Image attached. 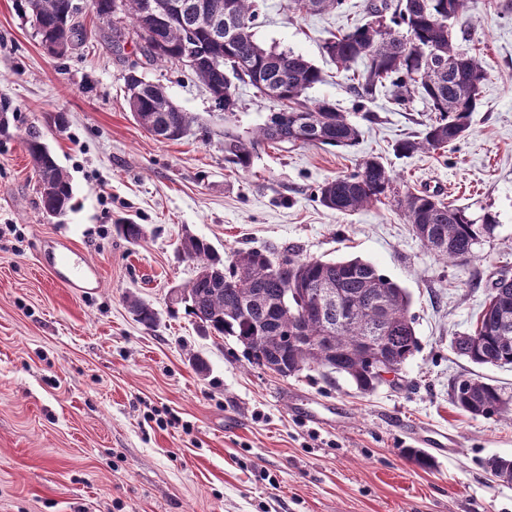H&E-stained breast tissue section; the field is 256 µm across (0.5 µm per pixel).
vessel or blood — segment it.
I'll return each mask as SVG.
<instances>
[{"label":"vessel or blood","instance_id":"obj_1","mask_svg":"<svg viewBox=\"0 0 512 512\" xmlns=\"http://www.w3.org/2000/svg\"><path fill=\"white\" fill-rule=\"evenodd\" d=\"M43 266L64 288L79 294H91L101 286L99 267L86 262L66 241H50L41 249Z\"/></svg>","mask_w":512,"mask_h":512}]
</instances>
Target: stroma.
I'll return each instance as SVG.
<instances>
[{"label": "stroma", "instance_id": "35a3bbf8", "mask_svg": "<svg viewBox=\"0 0 512 512\" xmlns=\"http://www.w3.org/2000/svg\"><path fill=\"white\" fill-rule=\"evenodd\" d=\"M368 0L324 15L263 0L254 29L265 47L290 49L321 68L307 90L358 127L352 149L279 144L248 170L229 163L224 136H248L273 109L249 86L225 117L188 69L151 63L135 40L113 50L92 9L87 40L49 57L17 0H0V512H512V483L487 470L512 457V420L473 416L451 401L455 380L478 378L512 396V367L476 365L452 341L475 324L491 282L512 275V0H472L457 21L463 48L487 73L468 135L443 152L401 156L430 114L386 96L359 107L347 73L322 45L364 23ZM136 67L196 121L160 141L133 119L124 77ZM65 113L63 132L47 121ZM73 186L65 217L43 213L25 147L29 129ZM382 157L398 184L496 215L471 258L438 259L391 204L341 214L316 201L323 181ZM121 221L144 238L118 236ZM222 253L269 249L321 260L372 262L411 297L420 348L397 384L362 393L341 375L283 378L249 363L233 339L200 335L171 315L168 291L196 274L185 234ZM62 239L101 270L83 296L59 286L39 261ZM157 314L137 322L127 298ZM454 442L428 449L424 469L405 449L432 431Z\"/></svg>", "mask_w": 512, "mask_h": 512}]
</instances>
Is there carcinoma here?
<instances>
[{
  "label": "carcinoma",
  "instance_id": "1",
  "mask_svg": "<svg viewBox=\"0 0 512 512\" xmlns=\"http://www.w3.org/2000/svg\"><path fill=\"white\" fill-rule=\"evenodd\" d=\"M114 0H92L97 17L111 32L110 43L120 48L124 28L112 20ZM122 13L135 31L145 29L144 0H122ZM181 5L224 6L222 41L211 39L206 17L189 28L180 21L168 24L162 44L142 46L150 62L180 64L186 45L195 47L197 64L191 72L210 91L216 104L232 112L237 105L236 83L249 85L272 99L277 108L248 137L224 135V152L241 170L248 169L259 146L302 143L351 149L360 131L346 113L329 99L308 102L305 93L323 81L321 70L291 50L261 46L254 37L259 17L257 0H175ZM77 0H24L23 8L36 23L40 38L64 40L61 59L86 38ZM344 0H288V9L322 14L342 7ZM371 20L324 44L336 66L351 70L350 90L360 106L380 93L394 104L407 107L424 99L434 117L421 136L396 143L395 152L407 156L436 152L467 136L471 113L477 110L479 90L486 80L481 60L457 46L449 21L468 9V0H370ZM382 23H372L380 13ZM127 101L136 122L154 137L176 141L188 133L195 116L184 111L159 84H146L135 74L125 79ZM33 160L40 201L48 214H63L71 207L73 188L39 131L25 139ZM316 198L324 208L355 212L389 200L395 203L415 236L437 257L465 260L480 238L492 228L489 215L478 224L467 210L426 192L402 191L379 158L360 161L355 172L325 180ZM128 242L141 240L143 225H115ZM186 259L197 273L181 287L177 305L193 318L203 336L230 337L243 347L255 365L281 377L305 370H325L351 380L363 393L381 382L375 368L396 373L420 343L410 314L405 289L381 275L376 266L358 257L324 261L301 258L296 253L277 257L260 250L236 251L225 257L203 238L185 235L180 240ZM329 288L335 300L311 308L305 292ZM506 300L491 310H481L476 326L454 338L455 353L474 364L512 366V283L503 288ZM137 320L153 326L156 315L145 301L129 302ZM453 403L474 416H512V397L497 386L478 379H461L452 387ZM487 467L501 481L512 483V459L494 457Z\"/></svg>",
  "mask_w": 512,
  "mask_h": 512
}]
</instances>
